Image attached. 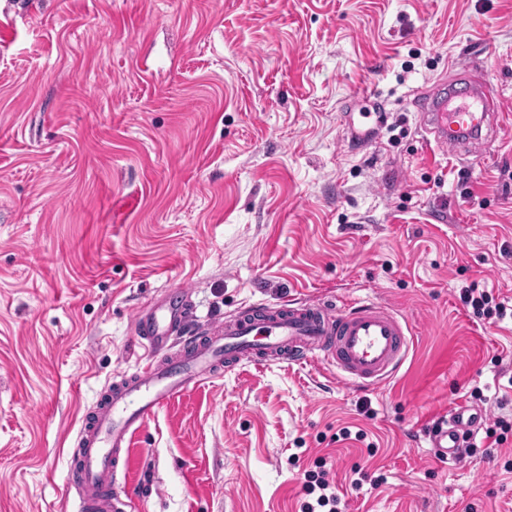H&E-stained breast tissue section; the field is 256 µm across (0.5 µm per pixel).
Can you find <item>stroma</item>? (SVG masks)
<instances>
[{
    "mask_svg": "<svg viewBox=\"0 0 512 512\" xmlns=\"http://www.w3.org/2000/svg\"><path fill=\"white\" fill-rule=\"evenodd\" d=\"M504 113L486 156L433 154L415 104L459 66ZM357 149L346 121L371 125ZM512 0H0V512H77L83 417L141 363L135 321L190 293L372 300L405 321L370 389L241 364L148 419L138 512H512V437L460 464L424 437L464 403L512 423ZM459 299L466 308L471 307L473 313L478 315V317L486 315L488 319H491L494 316L493 318L500 321L507 316V307L501 302L495 305L494 310L485 308L489 304L488 295L485 291L479 292V289L475 286L462 290L459 294ZM329 473L322 471L317 475L311 477V481L306 485V491L308 495H313L316 491H319V495L316 498V504L319 507H326L330 505L329 512L343 511L338 506L341 503L340 498L336 495L335 491H332V486L329 480Z\"/></svg>",
    "mask_w": 512,
    "mask_h": 512,
    "instance_id": "obj_1",
    "label": "stroma"
}]
</instances>
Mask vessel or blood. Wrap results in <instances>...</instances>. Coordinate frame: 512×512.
<instances>
[{"label": "vessel or blood", "mask_w": 512, "mask_h": 512, "mask_svg": "<svg viewBox=\"0 0 512 512\" xmlns=\"http://www.w3.org/2000/svg\"><path fill=\"white\" fill-rule=\"evenodd\" d=\"M500 116L488 76L464 71L459 79L434 83L421 124L438 151L460 157L473 153L484 138L496 137ZM191 315L188 294L174 289L137 318L136 332L151 356L106 391L78 432L80 466L73 476L78 512H135L134 490L116 486L133 436L176 396L214 379L222 367L318 360L335 368L346 384L371 388L401 368L410 344L406 325L373 301L260 303L213 323L203 336L187 335ZM485 420L482 409L458 404L430 427L429 445L441 461L460 463L464 438Z\"/></svg>", "instance_id": "1"}]
</instances>
